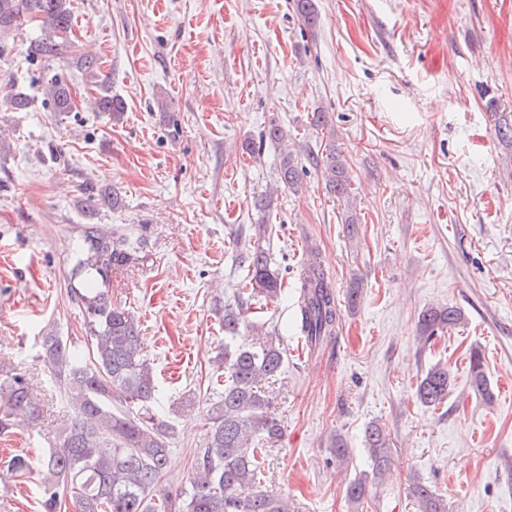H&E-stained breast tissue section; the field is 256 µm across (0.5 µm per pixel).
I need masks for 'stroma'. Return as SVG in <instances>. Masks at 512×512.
I'll return each mask as SVG.
<instances>
[{"mask_svg":"<svg viewBox=\"0 0 512 512\" xmlns=\"http://www.w3.org/2000/svg\"><path fill=\"white\" fill-rule=\"evenodd\" d=\"M315 5L310 28L292 0H70L61 55L32 57L47 34L36 18L0 40V368L26 373L44 405L37 425L0 437V459L38 458L70 416L39 339L89 350L71 269L84 229L97 225L141 243L138 263L111 276L112 302L138 323L160 390L153 410L173 428L163 487L188 493L219 394L224 307L247 281L236 256L260 223L282 293L249 300L245 314L287 349L267 392L283 436L261 489L291 512H418V484L448 512H512V141L496 133L512 125V0ZM79 49L99 58L97 80L77 64ZM56 74L72 111H54L44 93ZM18 92L27 110L12 109ZM105 93L123 100L120 116L95 111ZM315 111L335 129L350 201L311 161ZM273 123L288 127L287 144L264 139ZM287 148L303 168L295 192L278 178ZM273 189L276 207L259 213L255 199ZM310 246L340 315L312 351L294 327ZM439 305L463 320L422 345L418 317ZM475 350L489 404L470 388ZM436 364L453 385L431 409L415 388ZM373 422L390 436L392 463L355 505L346 489L370 470L363 434ZM43 479L0 478V512H41Z\"/></svg>","mask_w":512,"mask_h":512,"instance_id":"obj_1","label":"stroma"}]
</instances>
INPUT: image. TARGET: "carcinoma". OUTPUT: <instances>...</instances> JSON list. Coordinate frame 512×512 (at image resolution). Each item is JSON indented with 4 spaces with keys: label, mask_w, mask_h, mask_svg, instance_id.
Segmentation results:
<instances>
[{
    "label": "carcinoma",
    "mask_w": 512,
    "mask_h": 512,
    "mask_svg": "<svg viewBox=\"0 0 512 512\" xmlns=\"http://www.w3.org/2000/svg\"><path fill=\"white\" fill-rule=\"evenodd\" d=\"M295 12L313 27L318 20L314 0H294ZM41 19L49 35L33 44L31 54L56 56L71 27L67 0H0V37L12 32L21 15ZM57 112L72 111L68 84L56 75L46 88ZM326 186L341 198L351 195V182L335 137L324 143L321 156ZM278 178L296 189L301 169L293 154L282 156ZM265 231L257 229L256 244L239 254L247 268L250 297L275 300L282 280L261 244ZM136 248L122 236L105 234L95 227L85 230L76 251L72 276L101 287L74 289L84 308L90 331L92 359L86 362L67 349L62 337L48 334L40 342V357L63 386L72 408L59 444L36 462L15 455L5 462L15 478L27 477L34 468L48 475L39 486L43 512H288V503L258 489L266 449L276 445L283 433L281 421L270 411L265 385L284 369L283 340L244 320L243 300L224 306V351L216 356L224 370V392L208 409L210 434L192 465L191 492L178 504L161 490L167 475L170 427L153 412L157 394L155 372L133 315L112 304L109 274L136 261ZM297 322L308 346L316 348L333 335L339 315L334 294L317 258L309 259L297 288ZM461 311L452 306L429 307L421 312L418 334L422 343L460 324ZM470 384L483 401L493 400V390L478 352L470 359ZM452 386L450 370L431 367L416 386V397L425 406L437 408L448 400ZM26 374L15 370L0 374V434L9 432L15 420L31 422L41 415ZM364 446L372 479L389 467V438L373 423L364 431ZM366 480L350 483L349 501L361 503ZM419 512H447L442 499L425 485H416Z\"/></svg>",
    "instance_id": "1"
}]
</instances>
